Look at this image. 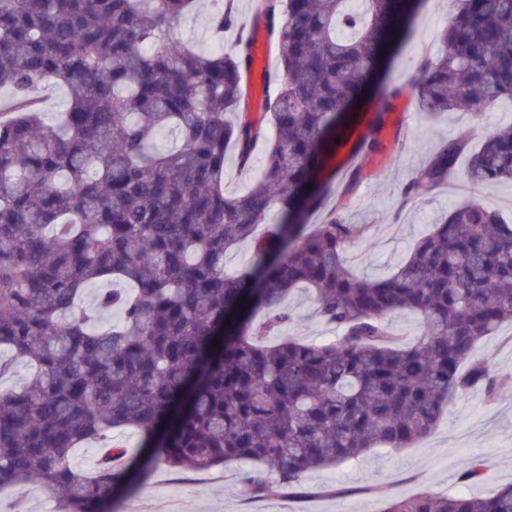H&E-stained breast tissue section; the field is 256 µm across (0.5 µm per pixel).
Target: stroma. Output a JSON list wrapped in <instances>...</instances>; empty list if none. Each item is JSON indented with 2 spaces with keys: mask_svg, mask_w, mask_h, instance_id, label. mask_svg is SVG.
Instances as JSON below:
<instances>
[{
  "mask_svg": "<svg viewBox=\"0 0 512 512\" xmlns=\"http://www.w3.org/2000/svg\"><path fill=\"white\" fill-rule=\"evenodd\" d=\"M455 8L454 0H426L416 17L413 37L404 42L394 62L391 83L406 85L423 57L440 55L439 34ZM509 124L512 103L506 101L478 118L456 111L438 120L420 114L407 125L389 116L382 137L385 150L367 163L365 179L347 210L349 220L367 227L365 239L346 254L349 265L370 277L388 275L413 242L466 200H479L511 219L512 184L476 188L459 170L454 173L455 187L424 190L408 202L402 198L405 184L459 131L469 132L477 142ZM287 306L292 320L284 327V335L309 343L333 335V328L318 318L307 293H295ZM478 356L492 375L512 376V326L485 338ZM477 458L487 464L484 479L462 484L463 470ZM247 471V465L239 463L202 473L158 469L113 497L112 512H169L172 503L181 505L182 512H376L383 499L421 491L463 489L473 496H486L512 484V386L500 390L490 402L477 394L458 398L437 427L411 447L377 449L353 465L306 472L301 478L304 493L298 497L275 492L247 498Z\"/></svg>",
  "mask_w": 512,
  "mask_h": 512,
  "instance_id": "stroma-1",
  "label": "stroma"
}]
</instances>
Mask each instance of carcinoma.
<instances>
[{
	"instance_id": "cac0c4a2",
	"label": "carcinoma",
	"mask_w": 512,
	"mask_h": 512,
	"mask_svg": "<svg viewBox=\"0 0 512 512\" xmlns=\"http://www.w3.org/2000/svg\"><path fill=\"white\" fill-rule=\"evenodd\" d=\"M199 2L0 0V89L11 93L0 108V380L30 369L21 389L0 388V487L41 481L59 512H108L135 482L115 432L139 434L147 470L248 462V496H301L305 472L405 448L455 398L500 385L474 358L512 323V224L497 212L453 207L388 276L346 262L367 225L344 210L404 88L379 84L359 162L338 169L325 220L307 219L325 207L318 176L346 140L347 112L412 35L418 0H360L357 12L351 0H261L278 66L258 116L244 88L252 38L241 28L224 49L236 0L210 15V51L177 33ZM457 4L442 56L423 58L409 88L428 114L478 118L512 101V0ZM52 84L68 106L49 117L40 91ZM230 149L241 168L262 153L243 192L224 189ZM464 154L468 182L512 183L509 125L474 147L449 140L404 196L448 185ZM275 205L281 222L259 232ZM244 242L253 262L226 271ZM303 288L336 335L268 343ZM399 311L420 320L411 345L388 327ZM89 444L101 457L85 475L72 459ZM378 512H512V484L484 497L419 492Z\"/></svg>"
}]
</instances>
